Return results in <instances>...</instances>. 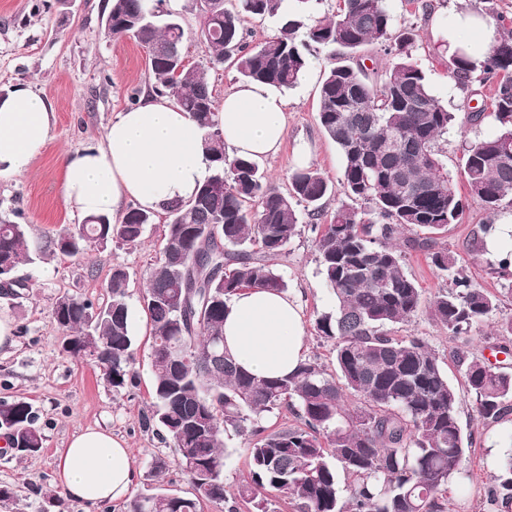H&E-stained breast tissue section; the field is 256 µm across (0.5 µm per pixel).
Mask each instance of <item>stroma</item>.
Instances as JSON below:
<instances>
[{
  "mask_svg": "<svg viewBox=\"0 0 512 512\" xmlns=\"http://www.w3.org/2000/svg\"><path fill=\"white\" fill-rule=\"evenodd\" d=\"M431 2L434 10L426 17L404 0H386L396 21L414 23L415 55L441 104L458 116L456 126L441 143L445 161L453 168L462 141L491 135L494 128L487 123H464L468 111L465 95L449 78V60L439 50L441 29L466 4L464 0ZM104 5L105 0H0V92L27 84L55 116L51 140L31 158L26 171L0 178V216L27 225L35 240L80 221L63 196L65 155L101 143L112 119L130 108L132 90L149 89L144 49L132 39H115L107 34L102 23ZM163 8L181 21L187 35L184 50L189 62L207 65L196 12L190 10L186 0H164ZM328 63L323 54L312 59L299 84L284 93L288 100L285 141L275 157L260 163L276 187L286 188L290 172L300 168L297 153L302 148L309 153L310 166L318 168L331 182L340 180V154L317 117L318 89ZM510 218L511 209L491 215L473 201L463 222L450 226L445 237L449 248L465 261L472 281L492 293L499 292L501 281L487 274V256L473 251V238L480 225H497ZM165 230V216L160 213L153 224L146 226L138 246L114 243L47 264L22 265L17 271L18 278L26 284L21 298H0V312L12 317L17 327L14 347L0 352V398L30 401L38 415L36 425L45 437V446L37 455H0V482L11 484L15 491L14 501L0 506V512H124L120 503L88 505L66 498L56 504L51 500L58 492L59 451L74 434L89 427L108 428L126 442L136 473L135 492L148 494L166 488L182 495L191 493L171 443L162 440L155 428L143 424L150 403L152 373L142 296L146 273L156 260ZM273 265L287 281L289 295L301 304L306 356L330 363L334 346L317 335L314 322L332 312L335 301L323 284L314 232L303 230L286 254L274 259ZM116 268L128 275L126 301L131 331L137 339L131 368L134 381L120 389L107 387L98 369L62 351L63 333L54 316L55 301L64 293L104 304ZM405 270L422 289L423 304L400 333L424 337L439 355L461 400V426L476 435V444L465 463L469 476L449 483L447 508L449 512H498L490 498L498 467L490 463L489 451L501 446L505 428L484 427L476 421L472 398L452 358L461 342L450 337L429 315L428 305L442 287V279L420 252L407 254ZM224 444L227 499L223 508L229 512H254L251 504L242 502L238 495L249 462L244 440L231 434L225 436ZM157 459L167 464L159 477L153 471Z\"/></svg>",
  "mask_w": 512,
  "mask_h": 512,
  "instance_id": "stroma-1",
  "label": "stroma"
}]
</instances>
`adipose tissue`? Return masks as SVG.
Listing matches in <instances>:
<instances>
[{
  "label": "adipose tissue",
  "instance_id": "1",
  "mask_svg": "<svg viewBox=\"0 0 512 512\" xmlns=\"http://www.w3.org/2000/svg\"><path fill=\"white\" fill-rule=\"evenodd\" d=\"M475 12L456 14L443 33L446 55H466L481 67L497 39ZM287 100L260 83H240L224 96L219 123L226 153L256 160L275 156L286 129ZM53 114L27 85L0 97V176L21 173L51 137ZM209 174L199 130L174 101L143 96L117 114L99 146L67 154L63 192L84 217L119 214L126 203L162 211L188 200ZM224 345L247 372L291 374L304 358L299 302L288 294L249 287L229 302ZM134 468L123 441L110 430L74 436L57 458V486L68 498L91 504L130 498Z\"/></svg>",
  "mask_w": 512,
  "mask_h": 512
}]
</instances>
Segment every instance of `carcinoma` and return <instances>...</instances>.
Wrapping results in <instances>:
<instances>
[{
    "label": "carcinoma",
    "instance_id": "cac0c4a2",
    "mask_svg": "<svg viewBox=\"0 0 512 512\" xmlns=\"http://www.w3.org/2000/svg\"><path fill=\"white\" fill-rule=\"evenodd\" d=\"M162 2L107 0L102 19L112 36L130 37L146 50L152 92L191 113L211 163L194 198L165 210L167 230L143 294L152 370L145 422L177 448L193 493L137 494L127 512L223 505L227 431L247 444L249 476L239 496L259 512H266L263 492L289 500L297 512H444V494L474 437L461 430L458 393L437 353L420 336L397 335L422 304L420 288L404 269V251L424 253L445 277L429 310L451 336L487 325L508 355L512 318H494L500 299L471 281L439 237L463 222L468 204L440 148L456 116L440 104L414 56L413 25L396 24L385 0H339L336 13L308 27L302 17L312 0H238L236 9L224 0H190L209 64L231 60L243 81L288 89L299 82L309 56L331 52L335 63L319 88L318 120L340 153L346 200L329 215L325 201L336 189L318 170H294L283 192L257 162L226 154L208 69L186 61L185 31ZM480 3L479 14L501 37L480 72L461 55L450 62L448 76L470 96L494 85L489 106L466 113L465 122H491L495 132L462 145L459 159L468 195L494 214L512 207V34L504 33L494 0ZM247 16L277 17L280 26L249 49L243 43ZM369 46L384 48L391 58L387 69L366 66L361 52ZM300 206L317 231L321 274L336 300L333 312L315 320L318 336L333 342L335 358L330 366L307 358L283 378L257 377L224 347V312L246 287L287 291L270 260L301 234ZM327 215L329 223L319 224ZM154 217L137 207L115 223L89 217L36 247L26 225L0 218V274L13 277L23 264L80 254L97 236L136 246ZM172 241L194 255V265L167 253ZM126 288V273L116 269L105 305L65 293L54 307L66 333L63 349L88 359L113 388L127 384L134 360ZM456 359L464 365L476 419L484 426L512 420V373L472 353ZM283 412L296 424L264 425ZM36 421L31 403L0 399V431L12 455L42 451ZM495 481L492 497L511 503L512 450Z\"/></svg>",
    "mask_w": 512,
    "mask_h": 512
}]
</instances>
